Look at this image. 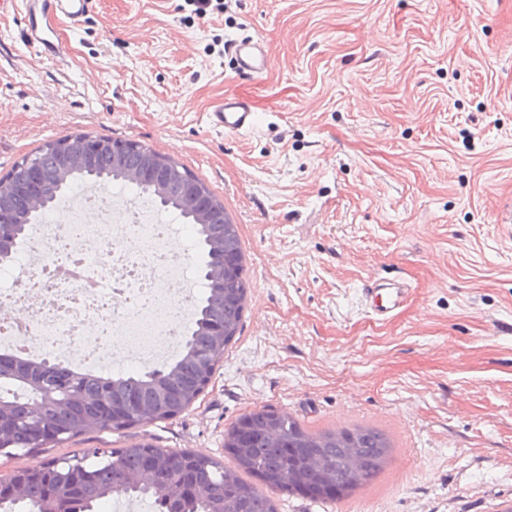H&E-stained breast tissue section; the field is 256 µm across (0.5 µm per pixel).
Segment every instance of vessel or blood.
<instances>
[{
  "mask_svg": "<svg viewBox=\"0 0 512 512\" xmlns=\"http://www.w3.org/2000/svg\"><path fill=\"white\" fill-rule=\"evenodd\" d=\"M89 6L90 0H26L21 35L47 54H63L59 34L53 25L48 24V17L63 16L75 27L79 25ZM231 51L237 61L238 71L243 76L255 78L270 69V59L260 39L234 42ZM256 121L257 114L251 102L235 94L225 95L223 101L210 114L211 125L227 133L250 130L255 127ZM361 294L368 301L373 314L385 318L401 306L407 291L391 284H369L362 288Z\"/></svg>",
  "mask_w": 512,
  "mask_h": 512,
  "instance_id": "obj_1",
  "label": "vessel or blood"
}]
</instances>
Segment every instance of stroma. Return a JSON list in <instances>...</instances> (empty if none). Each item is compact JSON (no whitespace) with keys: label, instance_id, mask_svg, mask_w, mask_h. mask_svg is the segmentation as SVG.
Listing matches in <instances>:
<instances>
[{"label":"stroma","instance_id":"1","mask_svg":"<svg viewBox=\"0 0 512 512\" xmlns=\"http://www.w3.org/2000/svg\"><path fill=\"white\" fill-rule=\"evenodd\" d=\"M95 0L63 58L0 0V177L66 135L130 139L222 199L248 280L241 330L180 415L88 428L0 471L146 442L234 467L224 432L272 409L312 433L367 426L392 448L337 501L277 512H503L512 505V0ZM272 59L241 76L227 43ZM247 132L214 128L225 95ZM401 284L371 314L361 288ZM257 112L251 102L239 95L228 94L210 114L213 127L226 133H240L255 127Z\"/></svg>","mask_w":512,"mask_h":512}]
</instances>
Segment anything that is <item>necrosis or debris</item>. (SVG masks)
<instances>
[{
    "instance_id": "obj_1",
    "label": "necrosis or debris",
    "mask_w": 512,
    "mask_h": 512,
    "mask_svg": "<svg viewBox=\"0 0 512 512\" xmlns=\"http://www.w3.org/2000/svg\"><path fill=\"white\" fill-rule=\"evenodd\" d=\"M177 230L121 191H79L55 222L39 225L32 245L18 247L15 268L0 270L15 280L0 290V346L24 357H73L89 369L175 352L192 305L190 253ZM131 236L140 243L134 251L125 246ZM16 310L27 318L15 320ZM89 319L99 329L81 330Z\"/></svg>"
}]
</instances>
